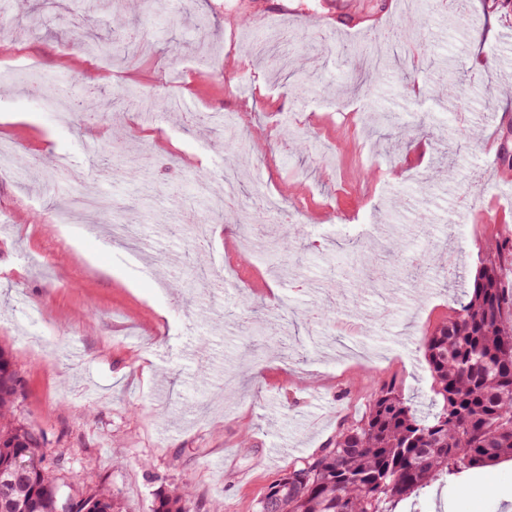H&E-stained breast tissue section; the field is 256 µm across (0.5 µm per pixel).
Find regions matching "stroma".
I'll return each mask as SVG.
<instances>
[{"label": "stroma", "mask_w": 512, "mask_h": 512, "mask_svg": "<svg viewBox=\"0 0 512 512\" xmlns=\"http://www.w3.org/2000/svg\"><path fill=\"white\" fill-rule=\"evenodd\" d=\"M468 6H435L424 52L401 56L369 38L415 15L414 0H365L367 23L345 0H146L138 14L128 0H0V73L22 54L72 85L57 110L25 80L0 86V346L21 380L16 421L77 487H111L123 512H150L158 489L183 484L189 512H257L382 384L429 411L421 340L468 301L490 242L512 227L499 160L512 0ZM86 21L116 43L106 70L75 47ZM275 33L295 36L280 70L244 51ZM346 45L388 55L389 78L362 80ZM202 53L215 61L205 73ZM297 70L316 94H292ZM134 83L180 96L182 110L90 121L78 108ZM375 108L390 122L368 120ZM227 113L245 115L250 153L225 151ZM59 154L72 168L58 184L12 172V160ZM228 165L233 206L185 216L199 179L223 185ZM84 192L105 207L69 211ZM269 195L288 221L272 222ZM115 221L131 237H111ZM413 251L450 263L432 283H398L393 266ZM364 252L378 279L356 301L337 284ZM257 318L292 359L243 361L237 328ZM469 482L486 493L467 496ZM398 512H512V461L435 481Z\"/></svg>", "instance_id": "35a3bbf8"}]
</instances>
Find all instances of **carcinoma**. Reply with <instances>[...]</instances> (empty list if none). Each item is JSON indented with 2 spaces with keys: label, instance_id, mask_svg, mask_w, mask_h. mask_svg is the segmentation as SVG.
<instances>
[{
  "label": "carcinoma",
  "instance_id": "cac0c4a2",
  "mask_svg": "<svg viewBox=\"0 0 512 512\" xmlns=\"http://www.w3.org/2000/svg\"><path fill=\"white\" fill-rule=\"evenodd\" d=\"M421 26V17H412L385 39L411 41ZM82 44L91 56L112 54L108 41ZM31 84L47 101L64 97L44 75ZM506 270L512 271L509 229L491 245L469 300L424 337L431 413L421 415L394 385L380 386L333 447L271 485L257 512H396L399 502L441 478L512 458V321L503 320L504 310H512V281L503 279ZM18 395L12 358L0 348V512H121L112 488L79 492L68 470L45 466L44 438L12 420ZM191 495L187 485L159 490L152 512H187Z\"/></svg>",
  "mask_w": 512,
  "mask_h": 512
}]
</instances>
